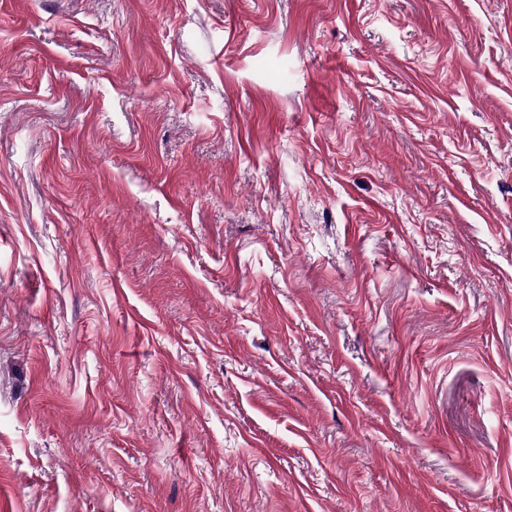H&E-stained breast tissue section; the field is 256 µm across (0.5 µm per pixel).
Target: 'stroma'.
<instances>
[{"instance_id": "1", "label": "stroma", "mask_w": 512, "mask_h": 512, "mask_svg": "<svg viewBox=\"0 0 512 512\" xmlns=\"http://www.w3.org/2000/svg\"><path fill=\"white\" fill-rule=\"evenodd\" d=\"M0 512H512V0H0Z\"/></svg>"}]
</instances>
